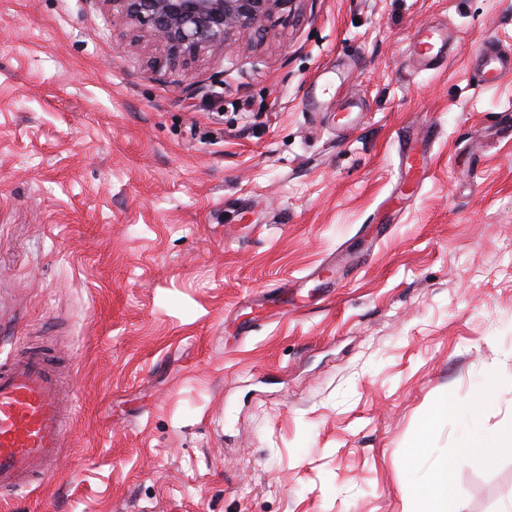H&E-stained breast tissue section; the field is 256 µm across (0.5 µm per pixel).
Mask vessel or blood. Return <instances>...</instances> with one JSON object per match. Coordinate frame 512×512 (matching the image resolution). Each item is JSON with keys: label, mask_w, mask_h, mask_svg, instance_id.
<instances>
[{"label": "vessel or blood", "mask_w": 512, "mask_h": 512, "mask_svg": "<svg viewBox=\"0 0 512 512\" xmlns=\"http://www.w3.org/2000/svg\"><path fill=\"white\" fill-rule=\"evenodd\" d=\"M446 28L429 23L419 28L410 46L417 65L433 69L448 62ZM472 59L484 86L512 76V49L481 42ZM404 167L412 183L427 173L422 141L406 136L402 145ZM61 377L44 353L30 351L0 361V496L29 488L49 473L68 435L71 407L63 402Z\"/></svg>", "instance_id": "obj_1"}]
</instances>
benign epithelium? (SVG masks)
Instances as JSON below:
<instances>
[{"mask_svg":"<svg viewBox=\"0 0 512 512\" xmlns=\"http://www.w3.org/2000/svg\"><path fill=\"white\" fill-rule=\"evenodd\" d=\"M119 16L147 30L162 49L161 68L221 48L235 34L257 27L267 16L293 9L298 0H109Z\"/></svg>","mask_w":512,"mask_h":512,"instance_id":"benign-epithelium-1","label":"benign epithelium"}]
</instances>
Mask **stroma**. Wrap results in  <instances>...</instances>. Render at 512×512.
<instances>
[{
    "instance_id": "1",
    "label": "stroma",
    "mask_w": 512,
    "mask_h": 512,
    "mask_svg": "<svg viewBox=\"0 0 512 512\" xmlns=\"http://www.w3.org/2000/svg\"><path fill=\"white\" fill-rule=\"evenodd\" d=\"M432 21L454 54L425 69ZM486 39L512 48V0H298L157 71L105 0H0V356L48 347L72 407L0 512H407L466 427L512 424V77L480 83ZM451 483L506 512L512 452ZM448 29L433 23L419 28L410 46V57L419 66L429 69L448 63ZM402 157L404 167L411 175V184H418L427 173V154L422 141L410 133L403 140Z\"/></svg>"
}]
</instances>
